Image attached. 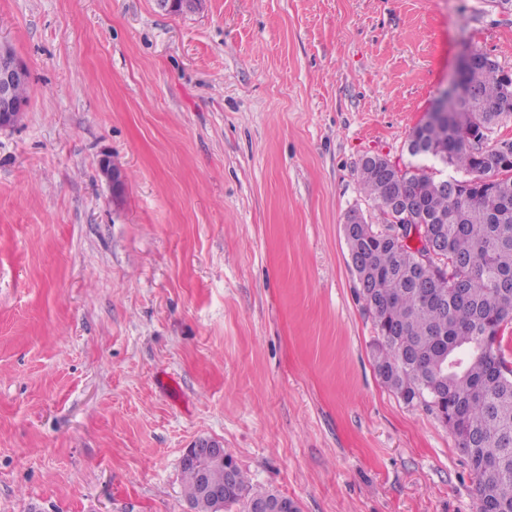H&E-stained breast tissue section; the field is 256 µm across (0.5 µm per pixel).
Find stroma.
<instances>
[{"label": "stroma", "mask_w": 512, "mask_h": 512, "mask_svg": "<svg viewBox=\"0 0 512 512\" xmlns=\"http://www.w3.org/2000/svg\"><path fill=\"white\" fill-rule=\"evenodd\" d=\"M0 41V512H188L201 438L301 512H475L376 372L344 221L463 54L512 70V0H0ZM28 70L19 56L12 54L9 45L0 42V129L13 127L24 105ZM26 79V80H25ZM24 80V81H23ZM18 81H21L17 83ZM17 83V84H16ZM16 84V85H15ZM15 86V87H14ZM14 89V95H13ZM15 96V98H14Z\"/></svg>", "instance_id": "stroma-1"}]
</instances>
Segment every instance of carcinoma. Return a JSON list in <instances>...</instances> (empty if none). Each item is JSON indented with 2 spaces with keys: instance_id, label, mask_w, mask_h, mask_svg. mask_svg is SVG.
<instances>
[{
  "instance_id": "cac0c4a2",
  "label": "carcinoma",
  "mask_w": 512,
  "mask_h": 512,
  "mask_svg": "<svg viewBox=\"0 0 512 512\" xmlns=\"http://www.w3.org/2000/svg\"><path fill=\"white\" fill-rule=\"evenodd\" d=\"M470 57L452 112L413 129L428 146L421 153L446 160L462 178L443 182L425 166L396 173L384 162L359 165L358 181L382 226L367 225L369 235L358 243L357 282L369 294L382 383L400 398L419 392L426 408L448 418L477 479L476 512H512V363L501 346L512 322V158L475 139L479 129L512 120V90L487 54L475 50ZM403 197L417 218L436 223L448 271L424 276L415 249L393 234ZM431 385L442 392L435 404ZM182 473L193 512H217L198 471L184 466ZM235 485L225 512L269 495L250 488L238 466Z\"/></svg>"
}]
</instances>
